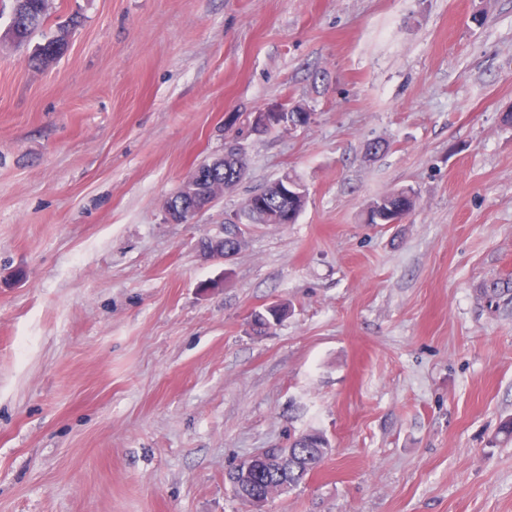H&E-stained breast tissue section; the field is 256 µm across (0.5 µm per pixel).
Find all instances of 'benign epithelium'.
<instances>
[{"label":"benign epithelium","instance_id":"7a95c632","mask_svg":"<svg viewBox=\"0 0 512 512\" xmlns=\"http://www.w3.org/2000/svg\"><path fill=\"white\" fill-rule=\"evenodd\" d=\"M300 112L309 117L313 113L296 105L274 104L258 110L252 116L253 133L262 135L276 127L290 125L288 113ZM236 147L227 149L223 155L210 161H204L196 167L188 176V180L196 181L202 178L201 170L205 169L211 176H220V181L214 185V192L209 195L207 202L202 207L194 204H185L168 197L164 203L163 211L165 220L171 224H190L194 219L213 206L224 192L234 187L244 176V169L233 163L231 155ZM282 197L298 198L301 202L307 201L306 191L302 187L290 183L283 187H277V195L273 196L266 190L250 196L244 203L240 212H235L225 218L226 227L224 237L213 240L212 247L203 249L201 256L206 260L222 261L230 263L238 254L241 237V216L252 212L263 211L276 218L279 215L278 199ZM297 458L292 448H268L261 453L246 457L237 464L234 475H224L225 481L231 483L238 492V498L252 507V512H264L268 502L265 496L251 492L255 477L265 475L274 480L282 490L288 489V475L295 467Z\"/></svg>","mask_w":512,"mask_h":512}]
</instances>
